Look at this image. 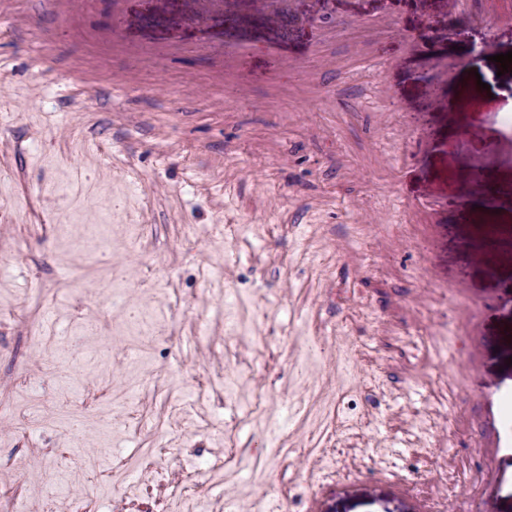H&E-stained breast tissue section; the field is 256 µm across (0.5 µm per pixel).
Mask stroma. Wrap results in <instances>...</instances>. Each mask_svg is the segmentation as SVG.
Returning a JSON list of instances; mask_svg holds the SVG:
<instances>
[{"label": "stroma", "mask_w": 512, "mask_h": 512, "mask_svg": "<svg viewBox=\"0 0 512 512\" xmlns=\"http://www.w3.org/2000/svg\"><path fill=\"white\" fill-rule=\"evenodd\" d=\"M511 50L512 0H222L204 23L194 0H0V512L91 430L101 476L65 492L96 512L113 464L184 474L228 437L198 493L512 512V202L470 180L512 185ZM466 131L496 152H449ZM326 390L368 424L338 431Z\"/></svg>", "instance_id": "1"}]
</instances>
